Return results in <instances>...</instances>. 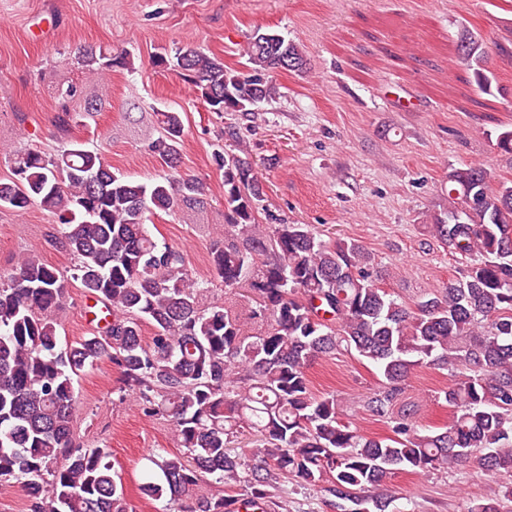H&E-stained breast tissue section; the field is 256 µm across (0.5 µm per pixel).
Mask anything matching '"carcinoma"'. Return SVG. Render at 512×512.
<instances>
[{
	"instance_id": "cac0c4a2",
	"label": "carcinoma",
	"mask_w": 512,
	"mask_h": 512,
	"mask_svg": "<svg viewBox=\"0 0 512 512\" xmlns=\"http://www.w3.org/2000/svg\"><path fill=\"white\" fill-rule=\"evenodd\" d=\"M255 33L246 70L224 66L186 44L153 64L186 77L212 112H248L275 95V74L301 72L297 44ZM458 58L490 91L484 56L458 44ZM104 74L126 57L84 50ZM163 133L148 151L170 173L148 183L112 171L101 153L63 139L55 153L16 150L0 207L37 203L57 216L58 243L73 256L65 275L29 253L0 278V483L21 485L30 512H127L121 477L98 447L74 442V377L108 361L120 390L147 415L167 414L181 455L147 456L161 475L144 494L191 497L189 512H232L236 497L191 496L207 478L272 504L274 475L328 482L339 512H395L384 488L400 472L430 473L468 460L488 473L512 471V185L493 186L483 164L448 175V211L432 234L466 262L461 277L411 307L378 285L368 252L356 242H326L307 224H261L263 187L247 157L214 155L224 170V245L211 251L213 277L192 273L183 253L160 246L146 214L174 213L200 201L203 183L171 174L184 133L178 112L159 113ZM102 304V334L58 347L57 311L73 283ZM245 306L214 297L217 286ZM154 333L143 341L141 327ZM342 347L384 378L366 400L389 434L367 436L340 416L336 394H314L307 369ZM449 372L441 390L448 424L423 432L412 414L393 413L412 372ZM254 435V466L231 452ZM468 512H502V498L474 501Z\"/></svg>"
}]
</instances>
